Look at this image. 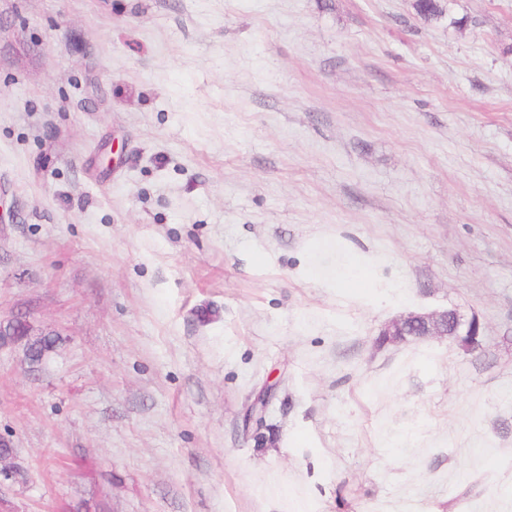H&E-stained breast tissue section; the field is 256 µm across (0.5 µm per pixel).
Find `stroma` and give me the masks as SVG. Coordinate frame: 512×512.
I'll list each match as a JSON object with an SVG mask.
<instances>
[{"label":"stroma","mask_w":512,"mask_h":512,"mask_svg":"<svg viewBox=\"0 0 512 512\" xmlns=\"http://www.w3.org/2000/svg\"><path fill=\"white\" fill-rule=\"evenodd\" d=\"M412 3L0 0V512H512V0ZM451 0H414L413 8L416 14L426 21H440L448 17V24L461 28L462 21L450 14L447 6ZM368 275L369 272L364 265L349 260L336 270L333 285L335 288H343L346 290L359 288ZM448 329L452 334H448ZM480 325L475 320H464L456 311L409 314L390 323L381 333L379 342H401L403 336H414L416 340L429 337H470L474 347L479 344ZM27 322V323H26ZM29 326V327H28ZM30 329V334L33 333V326L29 321L19 319L14 325V331L17 333L19 338L25 340V346H27L28 355L27 358L31 364H38L44 357L45 353L52 348V341L46 337H37L32 339L30 336H25Z\"/></svg>","instance_id":"obj_1"}]
</instances>
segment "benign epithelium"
Returning <instances> with one entry per match:
<instances>
[{"label": "benign epithelium", "mask_w": 512, "mask_h": 512, "mask_svg": "<svg viewBox=\"0 0 512 512\" xmlns=\"http://www.w3.org/2000/svg\"><path fill=\"white\" fill-rule=\"evenodd\" d=\"M480 325L474 320L464 319L458 312L442 311L435 313L410 314L390 323L379 337L380 343L399 342L404 336L417 340L429 337L451 335L458 339L462 336L471 338L470 346L479 344Z\"/></svg>", "instance_id": "benign-epithelium-1"}]
</instances>
